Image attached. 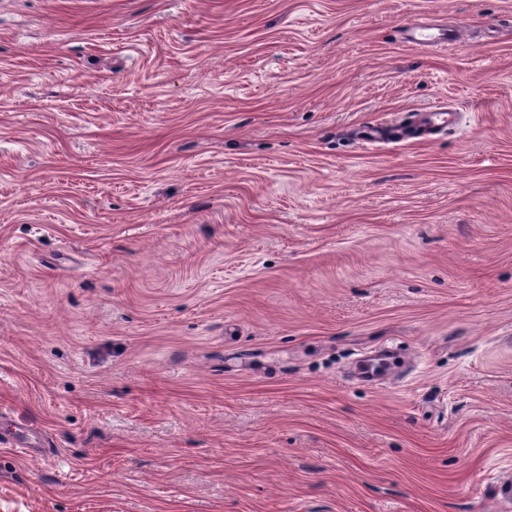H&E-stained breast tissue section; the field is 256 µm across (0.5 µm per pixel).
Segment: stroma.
<instances>
[{"mask_svg": "<svg viewBox=\"0 0 512 512\" xmlns=\"http://www.w3.org/2000/svg\"><path fill=\"white\" fill-rule=\"evenodd\" d=\"M0 512H512V0H0Z\"/></svg>", "mask_w": 512, "mask_h": 512, "instance_id": "35a3bbf8", "label": "stroma"}]
</instances>
